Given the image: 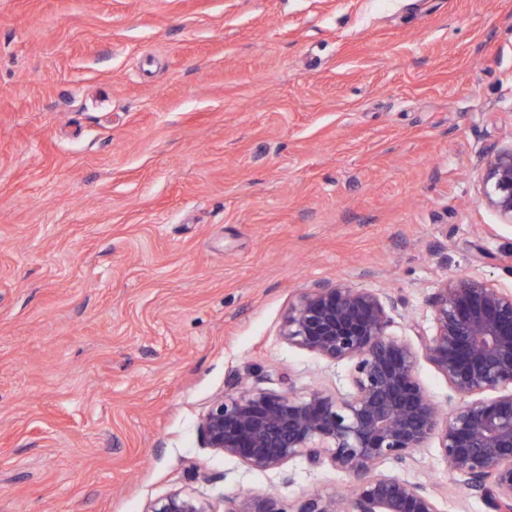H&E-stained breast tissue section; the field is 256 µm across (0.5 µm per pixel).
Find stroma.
I'll return each instance as SVG.
<instances>
[{
    "label": "stroma",
    "mask_w": 512,
    "mask_h": 512,
    "mask_svg": "<svg viewBox=\"0 0 512 512\" xmlns=\"http://www.w3.org/2000/svg\"><path fill=\"white\" fill-rule=\"evenodd\" d=\"M509 144L512 0H0V512L345 485L200 420L240 380L347 388L281 335L307 289L397 297L410 342L448 277L512 293ZM379 469L486 512L435 442ZM483 199L505 225L512 224V144L497 150L482 165Z\"/></svg>",
    "instance_id": "1"
}]
</instances>
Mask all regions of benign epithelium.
<instances>
[{
    "label": "benign epithelium",
    "instance_id": "benign-epithelium-1",
    "mask_svg": "<svg viewBox=\"0 0 512 512\" xmlns=\"http://www.w3.org/2000/svg\"><path fill=\"white\" fill-rule=\"evenodd\" d=\"M483 199L512 224V145L482 165ZM396 303L368 289L319 287L288 309V344L350 365L348 390L307 397L246 389L217 398L200 422L206 448L253 470L302 457L325 461L349 481L329 494L309 493L293 512H442L434 491L398 474L377 472L391 460L437 442L457 481L480 494L488 512H512V294L470 275L453 276L432 298L431 333L422 350L387 333ZM424 355L457 398L444 412L415 375ZM496 396L483 399L481 395ZM146 512H212L175 491ZM224 512H288L274 496L224 498Z\"/></svg>",
    "mask_w": 512,
    "mask_h": 512
}]
</instances>
